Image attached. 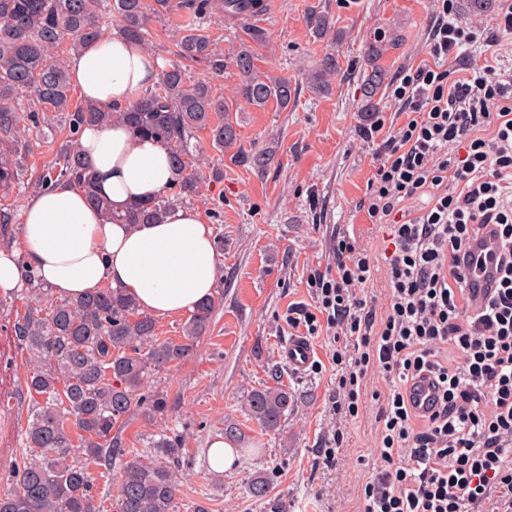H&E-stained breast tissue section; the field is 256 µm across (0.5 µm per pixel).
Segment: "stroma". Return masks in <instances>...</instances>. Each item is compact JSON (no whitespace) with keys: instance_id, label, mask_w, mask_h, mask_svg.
Returning <instances> with one entry per match:
<instances>
[{"instance_id":"obj_1","label":"stroma","mask_w":512,"mask_h":512,"mask_svg":"<svg viewBox=\"0 0 512 512\" xmlns=\"http://www.w3.org/2000/svg\"><path fill=\"white\" fill-rule=\"evenodd\" d=\"M261 23L263 40L253 25L224 20L207 32L214 47L232 56L247 47L258 71L288 78L297 88L294 106L259 110L239 98L235 69L208 76L198 64H187L194 79L209 78L229 108L244 149H267L273 155L265 170L221 157L208 131H198L192 170L201 179L193 206L211 224L219 273L212 322L194 353L154 373L146 391L167 398L163 416L138 417L120 434L129 450L146 453L155 434L166 432L182 441L184 456L177 469L182 481L176 512H359L361 486L372 463L379 427L377 406L367 401L361 415L346 425L348 441L335 470L321 465L316 448L337 426L328 398L336 387V367L326 337L313 339V358L321 372L295 371L283 362L281 344L291 336L289 305L310 304L306 278L325 265L336 229L353 227L360 244L375 256L386 246V225L370 223L356 204L374 172L371 146L361 141V81L371 49L382 52L389 82L428 57L432 0H271ZM330 17L332 28L316 37L309 25L312 11ZM336 51L340 63L331 90L317 94L308 74L318 59ZM220 162L224 177L213 180L209 162ZM27 306L18 290L0 310V394L15 406L0 410V473L24 450V432L33 397L24 376L27 354L13 342L10 327ZM282 384L295 407L280 431L267 432L248 416V391ZM234 423L244 434L239 460L229 470H209V438ZM268 476V496H250L251 479Z\"/></svg>"}]
</instances>
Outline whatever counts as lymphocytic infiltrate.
Listing matches in <instances>:
<instances>
[{
	"instance_id": "1",
	"label": "lymphocytic infiltrate",
	"mask_w": 512,
	"mask_h": 512,
	"mask_svg": "<svg viewBox=\"0 0 512 512\" xmlns=\"http://www.w3.org/2000/svg\"><path fill=\"white\" fill-rule=\"evenodd\" d=\"M433 5L430 59L392 89L404 121L374 112L359 128L376 160L357 206L390 227L385 263L336 232L330 261L306 281L312 306L290 305L288 325L332 344L329 409L342 421L359 417L368 372L391 382L361 512H512V73L474 72L459 56L512 35V0H499L489 29L449 21L453 0ZM484 233L499 249L496 286L479 300L464 267ZM379 271L382 312L367 291ZM420 380L437 391L424 410Z\"/></svg>"
}]
</instances>
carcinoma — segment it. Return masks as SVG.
I'll list each match as a JSON object with an SVG mask.
<instances>
[{"mask_svg":"<svg viewBox=\"0 0 512 512\" xmlns=\"http://www.w3.org/2000/svg\"><path fill=\"white\" fill-rule=\"evenodd\" d=\"M258 0H0V196L20 184L28 144L19 136L25 126L53 128L60 121L66 138L51 168L33 191L57 181L85 188L92 206L106 220L123 224H156L177 204L200 196L199 178L189 170L191 140L208 130L222 152L234 149L238 134L224 103L210 83L192 80L181 64L162 75L158 87L130 110L86 101L75 102L67 60L58 54L66 45L79 51L107 33L102 15L121 17L120 33L148 44L149 23L176 12L184 18L178 56L204 65L215 76L228 66L240 74L238 94L250 106L272 103L281 110L295 101L296 88L285 77L258 71L243 47L231 57L213 47L205 25L215 14L233 16L254 8ZM339 69L338 56L325 53L308 74L311 88L328 89ZM387 74L378 51L365 63L362 111L376 112ZM119 124L134 133L170 145L178 177L170 193L134 203L125 213H112L97 193L91 166L78 146L81 130L90 124ZM14 209L0 203V246L13 244ZM26 288L35 306L11 325L20 349L34 365L26 383L39 397L28 415L26 451L10 472L16 489L0 495V512H102L94 493L89 463L112 470V459L124 458L118 490V512H175L180 484L175 472L183 448L165 433L151 441L150 454H131L116 429L141 416L163 414L166 399L143 393L150 375L187 358L208 329L215 300L200 303L181 340L157 336L156 320L140 311L122 288L107 285L89 296L54 300L35 274ZM292 407V395L281 384L247 392L245 408L267 431L277 432Z\"/></svg>","mask_w":512,"mask_h":512,"instance_id":"1","label":"carcinoma"}]
</instances>
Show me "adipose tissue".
Wrapping results in <instances>:
<instances>
[{
    "label": "adipose tissue",
    "mask_w": 512,
    "mask_h": 512,
    "mask_svg": "<svg viewBox=\"0 0 512 512\" xmlns=\"http://www.w3.org/2000/svg\"><path fill=\"white\" fill-rule=\"evenodd\" d=\"M67 66L84 99L126 109L159 81L164 64L144 45L112 32L72 55ZM80 145L114 213L166 192L176 178L169 145L124 126H86ZM20 244L0 250L1 295L22 287L32 271L58 297L111 285L133 296L141 311L170 317L193 311L216 287L213 229L199 211L182 205L159 224L111 223L78 184L60 181L24 201Z\"/></svg>",
    "instance_id": "obj_1"
}]
</instances>
